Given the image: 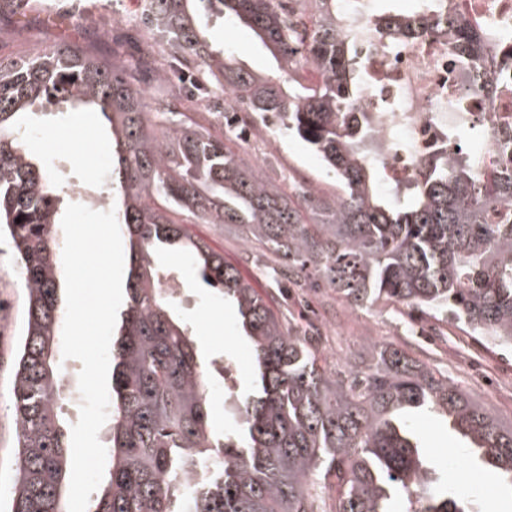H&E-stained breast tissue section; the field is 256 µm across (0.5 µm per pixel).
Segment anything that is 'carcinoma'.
Here are the masks:
<instances>
[{"label":"carcinoma","instance_id":"1","mask_svg":"<svg viewBox=\"0 0 512 512\" xmlns=\"http://www.w3.org/2000/svg\"><path fill=\"white\" fill-rule=\"evenodd\" d=\"M148 3L144 24L164 39L171 61L234 94L261 124L273 118L305 142L341 192L324 198L305 188L291 198L180 97L150 93L136 67L75 46L0 58V232L28 301L12 387L18 435L9 512H67L71 454L56 360L62 214L55 178L22 122L63 103L107 123L112 208L128 239L127 308L111 346L110 468L89 512H393L398 497L419 503L414 512H467L461 496L429 490L430 466L412 427L423 412L445 417L467 456L512 486V424L390 345L368 343L363 370L351 361L330 368L320 337L285 322L191 232L194 224H233L245 243L270 248L283 268L319 276L356 306L397 301L512 351V169L489 187L469 160L442 155L422 162L423 177L407 191L378 190L382 171L366 152V118L350 119L362 91L357 45L347 35L351 0H318L308 41L294 31L285 0ZM213 12L247 24L280 75L258 76L210 48L200 27ZM373 19L392 40L446 29L473 58L492 38L451 15L448 0H418L410 14L387 10ZM298 67L318 71V84L291 79ZM170 248L235 309L253 352L251 390L237 397L234 427L222 434L213 428L212 362L161 287L169 271L156 258ZM206 460L204 481L187 485L185 476Z\"/></svg>","mask_w":512,"mask_h":512}]
</instances>
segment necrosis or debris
<instances>
[{
    "label": "necrosis or debris",
    "mask_w": 512,
    "mask_h": 512,
    "mask_svg": "<svg viewBox=\"0 0 512 512\" xmlns=\"http://www.w3.org/2000/svg\"><path fill=\"white\" fill-rule=\"evenodd\" d=\"M473 25L497 34L487 43L482 68L453 51L446 35L432 33L390 42L360 15L354 24L363 93L359 103L371 128L367 147L390 185L412 186L420 161L455 153L475 160L482 172L512 168V61L498 40L512 36V0H448ZM498 74L493 92H480V69ZM479 129L474 143L457 146V132Z\"/></svg>",
    "instance_id": "obj_1"
}]
</instances>
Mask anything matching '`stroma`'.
<instances>
[{
	"instance_id": "35a3bbf8",
	"label": "stroma",
	"mask_w": 512,
	"mask_h": 512,
	"mask_svg": "<svg viewBox=\"0 0 512 512\" xmlns=\"http://www.w3.org/2000/svg\"><path fill=\"white\" fill-rule=\"evenodd\" d=\"M137 0H60L48 6L31 0L24 15L0 17V58L26 56L36 51L71 44L95 56L153 63L146 43L149 36L136 14ZM208 42L223 48L238 66L259 75L278 72L275 59L244 23L210 17L204 22ZM30 125L42 157L55 166L63 190L78 186L91 195L108 192L112 150L103 131V119L93 112L37 113ZM237 154L259 163L267 177L288 194L314 188L319 195L337 192L336 177L302 141L271 129L259 143L241 137L229 143ZM194 234L204 238L234 265L254 288L279 299L272 261L246 245L233 225L199 224ZM160 263L178 277L184 299L175 308L197 337L199 352L221 361L226 385L246 390L252 381L251 350L240 338L233 312L202 280L190 271L177 251ZM288 308L300 323H313L323 339L325 355L336 367L366 357L374 341L404 350L417 363L448 376L478 397L503 423H512V354L471 335L452 320L418 317L406 305L381 299L370 308L351 305L331 288L314 289L311 299L291 289ZM27 297L12 250L0 241V512H6L8 489L16 471V422L12 408L13 359L26 324ZM414 430L427 459L436 467L431 479L436 488L471 494L474 512H512V487L497 484L478 465H466L465 451L456 436L437 416L417 415Z\"/></svg>"
}]
</instances>
